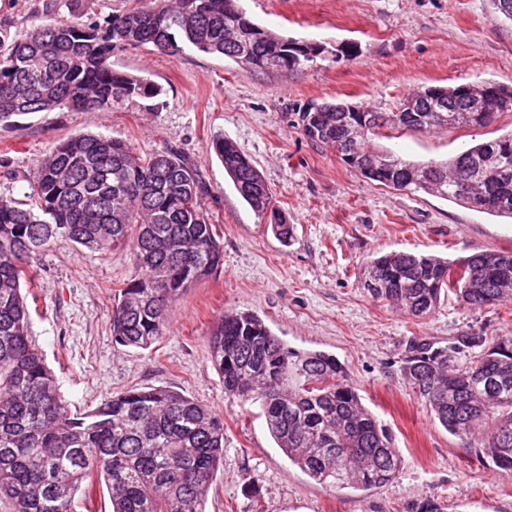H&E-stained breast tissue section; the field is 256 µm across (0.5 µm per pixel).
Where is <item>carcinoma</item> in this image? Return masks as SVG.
I'll use <instances>...</instances> for the list:
<instances>
[{"mask_svg":"<svg viewBox=\"0 0 512 512\" xmlns=\"http://www.w3.org/2000/svg\"><path fill=\"white\" fill-rule=\"evenodd\" d=\"M150 45L174 56L189 47L249 68L288 72L308 63L284 38L254 23L239 0H138L98 25L49 24L23 39L0 34V125L54 109L110 111L141 100L153 110L161 88L112 66L118 49ZM425 88L405 101L419 112H343L324 103L298 112L313 143L351 141L341 160L367 183L435 195L512 219V134L446 161L417 163L369 140L381 130L430 132L486 127L494 121L463 97ZM211 147L235 189L273 233L293 225L272 205L259 170L236 144L217 135ZM32 203L0 198V512H75V495L104 480L110 512H203L224 455V420L167 387H136L74 413L29 331L27 295L34 264L51 245L107 253L124 245L138 276L118 289L112 313L116 344L149 348L171 304L224 264V246L204 209L206 187L172 148L141 156L125 141L84 134L59 143L29 182ZM369 295L424 319L441 293L468 306L512 299V252L454 260L391 251L365 263ZM210 362L224 393L260 406L277 448L309 478L367 491L391 483L401 455L384 425L362 404L336 356L288 346L249 311L224 312L209 338ZM470 351L464 366L455 355ZM402 372L432 416L460 438L479 437V456L512 470V336H459L451 344H413Z\"/></svg>","mask_w":512,"mask_h":512,"instance_id":"obj_1","label":"carcinoma"}]
</instances>
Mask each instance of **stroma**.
<instances>
[{"instance_id":"obj_1","label":"stroma","mask_w":512,"mask_h":512,"mask_svg":"<svg viewBox=\"0 0 512 512\" xmlns=\"http://www.w3.org/2000/svg\"><path fill=\"white\" fill-rule=\"evenodd\" d=\"M135 0H0V31L22 39L55 22L104 24ZM257 24L281 37L318 42L326 59L286 73L259 72L188 49L150 46L112 57L116 69L162 89L160 109L132 102L109 112L55 109L0 126V197L23 199L36 166L61 141L85 133L124 140L139 154L169 147L207 185L204 207L224 242V266L172 305L146 350L112 338L114 294L137 271L128 249L101 254L54 245L35 265L30 332L72 411L134 387L175 389L224 419V459L204 512H410L431 499L441 512H512V471L486 463L478 442L453 436L401 374L410 342L447 345L473 333L512 335V301L472 308L452 293L412 321L361 286L366 259L390 251L454 259L512 252V221L435 196L363 182L335 148L310 143L299 109L350 103L395 111L423 86L492 80L512 88V21L494 0H241ZM357 55L335 59L336 45ZM512 132V111L484 128L404 130L373 139L414 161H443ZM231 139L260 171L293 225L282 243L242 199L211 149ZM257 313L289 346L336 355L363 405L392 434L396 479L368 491L318 484L277 448L258 405L239 406L209 361V337L225 310Z\"/></svg>"}]
</instances>
